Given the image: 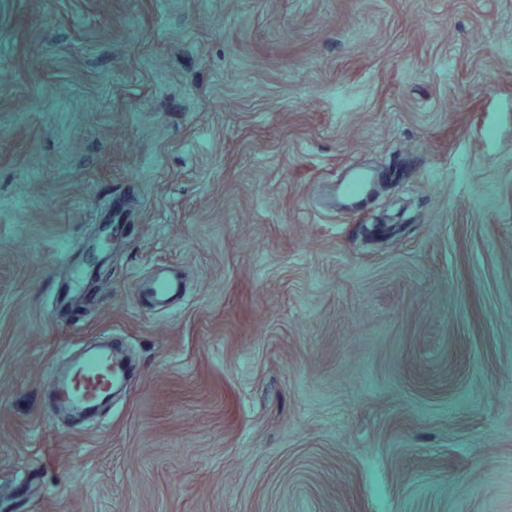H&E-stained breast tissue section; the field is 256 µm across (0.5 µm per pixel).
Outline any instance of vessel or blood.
I'll return each instance as SVG.
<instances>
[{"label":"vessel or blood","mask_w":512,"mask_h":512,"mask_svg":"<svg viewBox=\"0 0 512 512\" xmlns=\"http://www.w3.org/2000/svg\"><path fill=\"white\" fill-rule=\"evenodd\" d=\"M374 186L371 175L362 171L354 172L343 191L347 206H359ZM123 379L124 369L115 362L111 349H90L81 358L68 363L63 370L53 373L46 409L53 414L66 406L78 414L95 413L111 400L113 388L121 385Z\"/></svg>","instance_id":"b4317fda"}]
</instances>
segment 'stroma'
<instances>
[{"instance_id":"1","label":"stroma","mask_w":512,"mask_h":512,"mask_svg":"<svg viewBox=\"0 0 512 512\" xmlns=\"http://www.w3.org/2000/svg\"><path fill=\"white\" fill-rule=\"evenodd\" d=\"M0 512H512V0H0ZM374 178L362 171H356L347 182L343 198L349 208L360 205L361 200L374 190ZM123 379V365L115 362L112 348H92L52 374L47 412L53 416L67 406L78 414H93L112 399L113 388Z\"/></svg>"}]
</instances>
